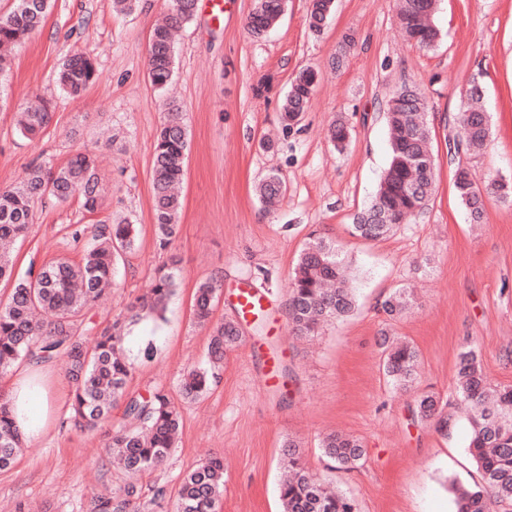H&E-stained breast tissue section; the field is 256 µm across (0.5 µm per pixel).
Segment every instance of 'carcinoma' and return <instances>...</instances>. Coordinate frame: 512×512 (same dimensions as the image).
<instances>
[{
  "instance_id": "obj_1",
  "label": "carcinoma",
  "mask_w": 512,
  "mask_h": 512,
  "mask_svg": "<svg viewBox=\"0 0 512 512\" xmlns=\"http://www.w3.org/2000/svg\"><path fill=\"white\" fill-rule=\"evenodd\" d=\"M13 9L0 15V93L12 67V50L27 42L44 25L51 0H14ZM399 19L408 40L420 48L433 47L439 30L433 23L437 0H398ZM286 0H254L246 21L249 34L261 38L275 27L284 14ZM335 10V0H311L307 24L319 35ZM197 0H170L165 22L150 35L147 74L151 83L165 88L173 76L174 33L196 17ZM97 78L93 59L69 56L58 71L62 90L78 95ZM317 73L306 67L291 82L282 105L286 128L302 120L310 102ZM483 88L472 83L465 90L454 128L448 139V154L456 158L479 150L491 140L494 129L482 106ZM427 101L418 88L404 85L387 103L389 163L370 205L353 224L354 233L378 239L424 208L435 180V163L430 148V130L425 114ZM166 117L154 144L152 187L153 215L161 248H166L178 231L182 199L178 188L186 168L188 140L177 105L165 104ZM52 119L48 106H29L18 115L22 134H41ZM456 195L474 223L482 221L485 198L512 203V187L499 179L480 178L469 169H457ZM287 185L277 172L264 175L256 186L260 200L268 203L285 195ZM81 201L85 212L103 209L104 198L96 172V154L76 153L65 165L45 161L36 164L20 184L0 190V281L12 282L7 300H0V376L16 363L41 365L67 359L73 382L71 418L75 424L94 429L112 423L108 444L111 456L130 476L161 465L175 447L181 427L180 413L164 388L145 395L125 392L128 365L121 352L126 322L141 314L163 317L174 294L179 269L177 261L158 268L152 287L137 298L129 316L115 318L112 325L95 334L93 340L80 333L88 311L112 288L114 266L136 240V227L123 216L100 224H75L72 238L91 233L93 244L82 261L74 264L57 259L14 276L10 251L4 245L26 236L38 205L47 200ZM218 281L199 283L195 290L193 314L200 325L211 324ZM411 308L407 289L399 288L382 302V309L397 315ZM288 322L293 335L315 336L332 319L343 318L355 309V296L336 247L323 238L307 244L299 255L289 286ZM243 342L238 322L227 318L212 324L207 369L188 371L181 382L186 399L207 393L215 371L226 355ZM382 368L390 385L398 390L415 388L418 380V350L408 342L383 335L379 339ZM455 393L470 408L469 452L481 475L472 487L451 484L457 512H512V386L491 387L482 368L475 344L465 342L458 355ZM122 405L121 420L112 422V410ZM412 417L439 430L448 425V402L432 391L416 393ZM22 448L10 404L0 397V470L11 466ZM321 448L328 468L350 471L358 466L364 451L359 440L329 434ZM283 465L290 477L279 485L283 512H357L354 500L334 490L309 472L301 462L297 445L283 449ZM224 493V460L212 457L185 472L176 498L175 512H219ZM140 491L133 483L120 493L110 491L93 496L87 512H139Z\"/></svg>"
}]
</instances>
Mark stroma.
<instances>
[{
    "label": "stroma",
    "mask_w": 512,
    "mask_h": 512,
    "mask_svg": "<svg viewBox=\"0 0 512 512\" xmlns=\"http://www.w3.org/2000/svg\"><path fill=\"white\" fill-rule=\"evenodd\" d=\"M253 0H224L216 19L198 11L176 35L174 75L165 91L147 76L150 31L168 0H141L135 14L114 13L112 0H53L43 28L15 49L0 93V187L22 181L39 158L61 164L95 148L112 208L132 218L136 243L118 261L111 292L88 313L94 329L149 287L156 270L176 255L182 279L159 319L131 325L124 340L126 392L166 389L183 428L157 468L137 478L143 497L166 490L161 512H173L182 475L211 456L224 459L222 512H282L278 497L282 449L300 446L310 472L351 496L358 512H455L449 481L480 480L467 445L466 413L452 430L414 423V394L389 385L378 339L389 332L419 351L420 386L452 397L458 354L472 341L491 384L512 385V206L490 199L483 223H471L454 192L456 164L448 136L471 82L485 90L494 136L463 157L480 176L512 179V0H439L432 48L409 43L394 0H336L321 35L306 23L308 0H288L280 24L252 37L246 19ZM354 50L332 63L344 34ZM94 58L97 80L82 97L63 94L55 80L68 54ZM305 67L318 82L302 123L279 122V106L294 74ZM404 84L428 102L436 180L427 207L391 234L367 240L351 226L372 199L388 164L387 100ZM53 118L37 138L21 136L16 111L35 98ZM181 109L189 151L181 188L180 232L169 250L157 245L152 209L153 146L166 102ZM344 116L350 137L336 149L328 128ZM272 141V149L260 146ZM278 170L287 192L278 208L260 205L253 186ZM77 200L37 209L15 246V273L55 258L77 262L87 240L74 224L96 223ZM335 242L353 274L356 307L325 324L318 336L295 339L288 325L289 282L310 239ZM223 283L212 320L238 314L239 289L263 291V310L241 322L245 341L229 353L210 392L181 399L184 373L206 366L209 335L192 319L197 285ZM412 288L416 307L392 318L377 304ZM155 355L142 356L145 345ZM277 379L267 382L268 362ZM33 387L49 406L44 430L14 464L0 470V512H85L93 493L120 488L128 475L113 466L110 426L89 431L69 419L72 385L63 360L35 368ZM355 437L365 456L351 472L328 470L324 435Z\"/></svg>",
    "instance_id": "obj_1"
}]
</instances>
